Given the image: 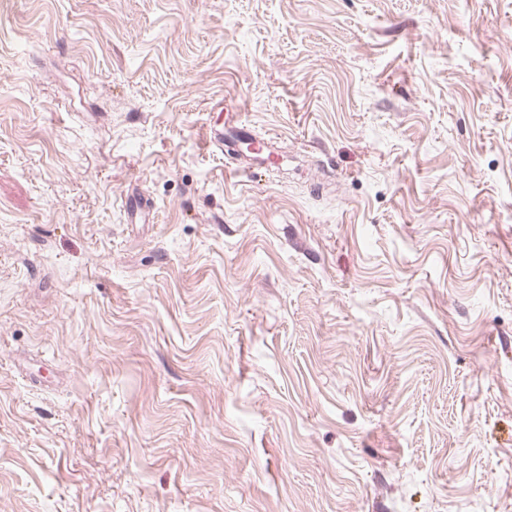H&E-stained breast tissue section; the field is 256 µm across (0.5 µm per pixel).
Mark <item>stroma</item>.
I'll return each mask as SVG.
<instances>
[{
	"instance_id": "1",
	"label": "stroma",
	"mask_w": 512,
	"mask_h": 512,
	"mask_svg": "<svg viewBox=\"0 0 512 512\" xmlns=\"http://www.w3.org/2000/svg\"><path fill=\"white\" fill-rule=\"evenodd\" d=\"M0 512H512V0H0Z\"/></svg>"
}]
</instances>
